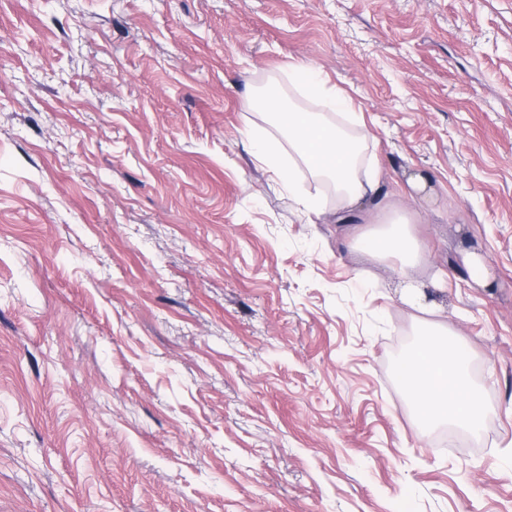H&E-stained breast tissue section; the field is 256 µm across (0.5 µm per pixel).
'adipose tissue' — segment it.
Returning <instances> with one entry per match:
<instances>
[{"instance_id":"1","label":"adipose tissue","mask_w":512,"mask_h":512,"mask_svg":"<svg viewBox=\"0 0 512 512\" xmlns=\"http://www.w3.org/2000/svg\"><path fill=\"white\" fill-rule=\"evenodd\" d=\"M263 107L308 172L335 188L343 208L355 209L377 191V171L364 161L365 136L350 134L319 113L285 107L274 94L264 99ZM356 244L374 259L401 256L407 272L422 258L421 245L395 224L359 236ZM470 362V353L456 338L447 336L427 340L421 349L398 361L395 375L426 425L478 428L482 393L467 379Z\"/></svg>"}]
</instances>
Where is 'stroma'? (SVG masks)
<instances>
[{
  "label": "stroma",
  "mask_w": 512,
  "mask_h": 512,
  "mask_svg": "<svg viewBox=\"0 0 512 512\" xmlns=\"http://www.w3.org/2000/svg\"><path fill=\"white\" fill-rule=\"evenodd\" d=\"M300 63L380 170L348 216L247 145L324 111ZM395 214L424 308L354 247ZM435 323L478 433L394 375ZM511 460L512 0H0V512H512ZM294 80L303 85L310 96L330 99L336 112L351 111L352 107L348 98L334 87L328 88L325 83L315 77L311 66L298 64L292 69Z\"/></svg>",
  "instance_id": "obj_1"
}]
</instances>
